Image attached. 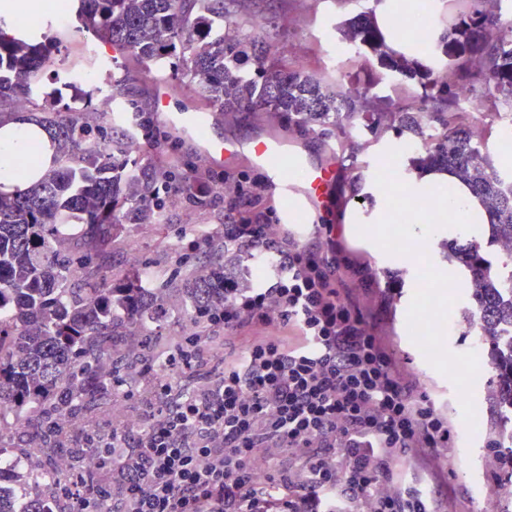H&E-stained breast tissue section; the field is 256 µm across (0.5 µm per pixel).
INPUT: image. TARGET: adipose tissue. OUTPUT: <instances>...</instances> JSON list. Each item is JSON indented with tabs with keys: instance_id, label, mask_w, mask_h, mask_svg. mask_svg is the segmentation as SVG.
I'll list each match as a JSON object with an SVG mask.
<instances>
[{
	"instance_id": "ef3b65f1",
	"label": "adipose tissue",
	"mask_w": 512,
	"mask_h": 512,
	"mask_svg": "<svg viewBox=\"0 0 512 512\" xmlns=\"http://www.w3.org/2000/svg\"><path fill=\"white\" fill-rule=\"evenodd\" d=\"M54 154V142L39 123L0 120V191L12 193L37 182L52 167ZM406 189L411 195L425 194L432 200L431 210L404 214L408 235L424 251H431L435 239L448 232L485 235L488 218L481 202L454 174L427 170L409 181Z\"/></svg>"
}]
</instances>
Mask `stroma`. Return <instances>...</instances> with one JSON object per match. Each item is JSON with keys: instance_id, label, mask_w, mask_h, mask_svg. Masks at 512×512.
Wrapping results in <instances>:
<instances>
[{"instance_id": "stroma-1", "label": "stroma", "mask_w": 512, "mask_h": 512, "mask_svg": "<svg viewBox=\"0 0 512 512\" xmlns=\"http://www.w3.org/2000/svg\"><path fill=\"white\" fill-rule=\"evenodd\" d=\"M248 9L237 14L236 21L245 29L261 35L272 57L301 61L303 71L318 73L331 83L358 86L369 79L381 77L378 94L393 96L401 83L400 75L382 69L377 59L346 58L340 68H333L332 59L342 45L339 26L361 12L376 8V0H247ZM74 7L59 11L46 8L31 16L35 34L47 35L60 52L54 66L40 71L34 95V118H42L73 107L84 110L88 120L98 115V94L108 78L120 81V88L110 90L112 103V134L120 136L131 112L155 114L160 79L144 72L129 55L100 43L95 55H88L85 43L78 36L71 18ZM182 75L172 76V84L181 86L178 104L187 112L209 110L212 136L230 141L246 142L257 137L280 141L285 151L302 153L310 164L332 167L336 179L326 196L311 204L301 224L294 230L307 236L314 225H338L340 242L349 259L343 271L344 280H351L352 270H365L374 283L357 289L355 295L367 321L382 336L385 346L395 359L403 376L418 386L435 403L448 421L451 433L447 458L451 462L445 475L459 512H512V495L498 487L499 469L490 459L487 439L468 425L471 417L485 425L494 424L499 414L487 400L486 390L492 376L487 362L476 361L471 353V338L457 316L467 303L465 294L448 295L439 302L432 287L427 286V265L417 260L414 265L399 266L383 262L376 252L364 246L353 231L356 217H371L376 199L370 178L382 155L393 143L404 142L410 147L397 169L403 180H410L414 169L410 160L416 157L418 139L410 131L391 128L380 136H356L350 147L336 145L335 135L310 134L304 137L288 132L281 119L258 114L235 116L220 108H206L190 89L184 88ZM156 124L164 141H140L136 154L139 164L152 161L160 153L178 157L177 175L193 167H210L214 175L224 172L245 173L265 177V170L253 165L246 156L209 166L202 156L199 140L185 137L168 126L164 119ZM220 211L173 198L166 207V230L145 224L133 232V246L115 245L108 263L100 270L101 277L110 278L149 265L167 273L177 270V231L188 224H218ZM451 313L455 321L446 335L435 341L446 356L439 363L426 351L417 337L416 328L431 324L441 314Z\"/></svg>"}]
</instances>
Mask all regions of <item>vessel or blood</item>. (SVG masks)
<instances>
[{
	"mask_svg": "<svg viewBox=\"0 0 512 512\" xmlns=\"http://www.w3.org/2000/svg\"><path fill=\"white\" fill-rule=\"evenodd\" d=\"M173 96V89L162 86L159 106L163 116L170 123L186 128L202 139L206 160H221L243 153L264 167L272 190L288 203L283 213L286 222L297 223L307 206L324 196L332 184L334 171L311 165L303 155L283 151L271 139L258 138L239 144L208 136V114L174 110Z\"/></svg>",
	"mask_w": 512,
	"mask_h": 512,
	"instance_id": "1",
	"label": "vessel or blood"
}]
</instances>
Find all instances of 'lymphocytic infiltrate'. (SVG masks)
<instances>
[{
  "instance_id": "f902f5d3",
  "label": "lymphocytic infiltrate",
  "mask_w": 512,
  "mask_h": 512,
  "mask_svg": "<svg viewBox=\"0 0 512 512\" xmlns=\"http://www.w3.org/2000/svg\"><path fill=\"white\" fill-rule=\"evenodd\" d=\"M160 189L223 204V223L178 238L196 277L221 241L224 308L116 384L141 412L77 433L94 463L56 470L55 512H457L440 475L448 422L340 282L341 244L295 238L259 178L194 168ZM228 336L241 347L226 357ZM404 457L429 464L425 486L402 484Z\"/></svg>"
}]
</instances>
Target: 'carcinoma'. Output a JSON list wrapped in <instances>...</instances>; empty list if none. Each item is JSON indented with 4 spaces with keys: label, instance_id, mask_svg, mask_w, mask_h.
Masks as SVG:
<instances>
[{
    "label": "carcinoma",
    "instance_id": "1",
    "mask_svg": "<svg viewBox=\"0 0 512 512\" xmlns=\"http://www.w3.org/2000/svg\"><path fill=\"white\" fill-rule=\"evenodd\" d=\"M240 0H77L81 30L127 52L147 72L174 68L191 77L197 98L232 113L274 112L299 135L336 129L344 137L367 131L377 136L390 128L413 131L422 141L414 166L452 170L480 199L489 216L488 243H512V177L500 174L485 139L472 138L470 110L460 106V90L496 112H512V42L499 35L512 24V0H469V9L453 23L429 32L427 43L391 55L386 35L373 22L344 24L341 39L376 56L380 65L407 79H418L421 93L408 103L374 92L376 82L360 88L330 85L314 74L268 56L257 37L224 35ZM0 17V99L33 93L38 73L53 63L52 49L23 33L6 30ZM179 50L177 61L172 51ZM250 56L253 67H243ZM57 142L55 167L34 185L0 194V441L22 422L10 451L26 469L0 476V512H48L58 496L50 477L53 459H80L86 449L64 447L61 423L79 418L97 401L112 396L120 377L106 371L112 353H127L126 374L140 360L136 348L151 347L142 327L167 313L174 294L194 309L224 306V260L207 277L143 287L146 268L114 279H87L80 286L74 271L93 259H107L112 246L134 228L164 229L150 204L153 183L164 172L131 169L126 157L138 151L131 140H114L107 119L95 124L73 110L46 118ZM448 261L457 262L469 299L461 311L472 343L495 370L490 401L512 412V252L493 260L472 239L446 243ZM489 447L501 449L502 467L512 471V429L489 428Z\"/></svg>",
    "mask_w": 512,
    "mask_h": 512
}]
</instances>
